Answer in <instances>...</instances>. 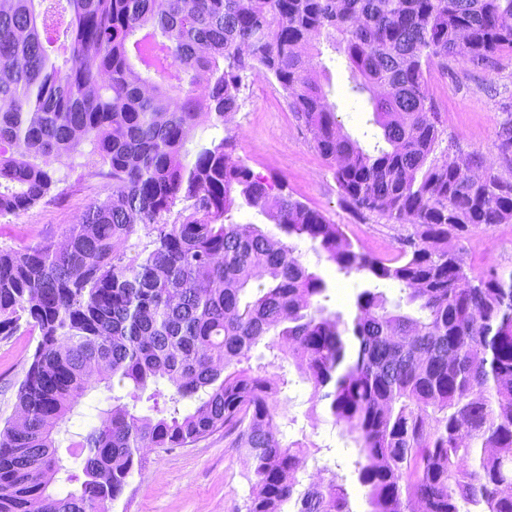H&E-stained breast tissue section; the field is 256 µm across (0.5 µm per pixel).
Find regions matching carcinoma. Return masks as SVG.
Returning a JSON list of instances; mask_svg holds the SVG:
<instances>
[{"label":"carcinoma","instance_id":"carcinoma-1","mask_svg":"<svg viewBox=\"0 0 512 512\" xmlns=\"http://www.w3.org/2000/svg\"><path fill=\"white\" fill-rule=\"evenodd\" d=\"M322 40L385 146L343 133L314 77ZM504 52L512 0H0V213L48 197L86 147L108 190L62 242L0 248V335L38 332L0 429V512H108L149 451L220 429L247 457L246 512H353L345 478L298 479L307 436L284 443L276 422L288 381L243 366L260 344L353 440L369 512H512V269L471 277L448 247L512 221V118L505 172L479 174V154L438 151L425 91L436 62ZM249 72L288 95L347 206L412 219L396 258L232 159L233 137H196L238 111ZM243 206L278 235L234 222ZM295 240L359 276L352 323ZM100 386L74 469L57 435Z\"/></svg>","mask_w":512,"mask_h":512}]
</instances>
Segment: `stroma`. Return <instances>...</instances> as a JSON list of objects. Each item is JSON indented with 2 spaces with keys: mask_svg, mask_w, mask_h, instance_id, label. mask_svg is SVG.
I'll return each instance as SVG.
<instances>
[{
  "mask_svg": "<svg viewBox=\"0 0 512 512\" xmlns=\"http://www.w3.org/2000/svg\"><path fill=\"white\" fill-rule=\"evenodd\" d=\"M321 59L325 69L319 79L343 131L365 148H372L374 140L366 125L367 100L354 98L349 90L346 57L326 46ZM427 85L444 129L453 135L458 148L486 159L498 157L500 127L512 117V55L502 54L496 63L486 66L449 60L446 67L431 70ZM241 97L234 124L224 128L235 141L234 159L257 173L282 179L294 198L342 225L354 245L394 257L402 227L375 214L356 213L342 203L332 170L315 150L310 133L275 80L248 76ZM90 165V156L74 155L68 166L60 169L51 197L19 213L0 214V248L61 242L89 204L107 195L104 180L88 177ZM455 246L472 273L491 264L511 269L512 222L490 229L471 228ZM299 248L304 261L331 286L329 309L352 318L357 277L339 274L307 243H300ZM36 345V337L26 334L0 336V425L14 415L16 394ZM280 373L287 381L279 395L283 412L277 423L282 437L290 442L304 435L316 445L301 480L322 477L329 471L349 473L356 458L351 440L331 423L325 409L308 417L313 408L312 388L294 365L284 364ZM249 490L242 449L236 448L233 435L218 431L186 448L149 452L142 473L130 479L111 512H245Z\"/></svg>",
  "mask_w": 512,
  "mask_h": 512,
  "instance_id": "stroma-1",
  "label": "stroma"
}]
</instances>
